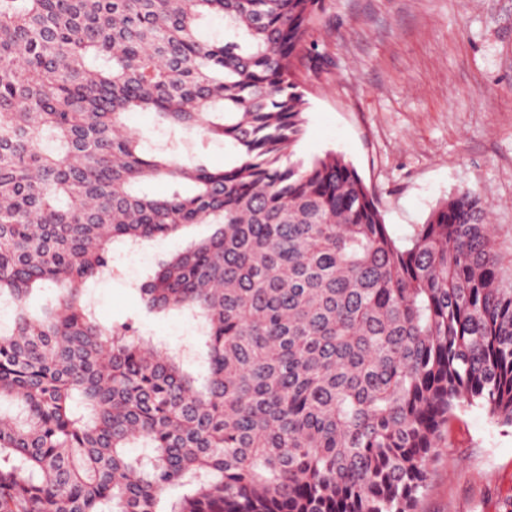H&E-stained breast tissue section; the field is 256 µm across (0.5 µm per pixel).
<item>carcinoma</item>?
<instances>
[{
	"label": "carcinoma",
	"mask_w": 512,
	"mask_h": 512,
	"mask_svg": "<svg viewBox=\"0 0 512 512\" xmlns=\"http://www.w3.org/2000/svg\"><path fill=\"white\" fill-rule=\"evenodd\" d=\"M323 3L0 0V512H417L455 419L512 427V226L461 190L398 238L343 155L296 154ZM193 224L136 290L204 375L91 299ZM130 124L143 134L155 146H170L171 140L168 136L159 134L154 130V122L149 115L136 114L131 118ZM179 151L183 154L198 152L203 160L213 168H224V142L211 141L203 144L199 139L193 141H179Z\"/></svg>",
	"instance_id": "1"
}]
</instances>
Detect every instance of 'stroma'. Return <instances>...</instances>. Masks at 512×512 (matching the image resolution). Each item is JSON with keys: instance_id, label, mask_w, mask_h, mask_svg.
Here are the masks:
<instances>
[{"instance_id": "1", "label": "stroma", "mask_w": 512, "mask_h": 512, "mask_svg": "<svg viewBox=\"0 0 512 512\" xmlns=\"http://www.w3.org/2000/svg\"><path fill=\"white\" fill-rule=\"evenodd\" d=\"M310 41L329 63L298 69L309 103L298 155H344L398 237L461 189L512 225V0H326ZM213 231L193 225L118 264L93 289L100 321L172 352L195 344L190 321L148 313L134 286ZM511 497L512 428L461 414L419 512H506Z\"/></svg>"}]
</instances>
